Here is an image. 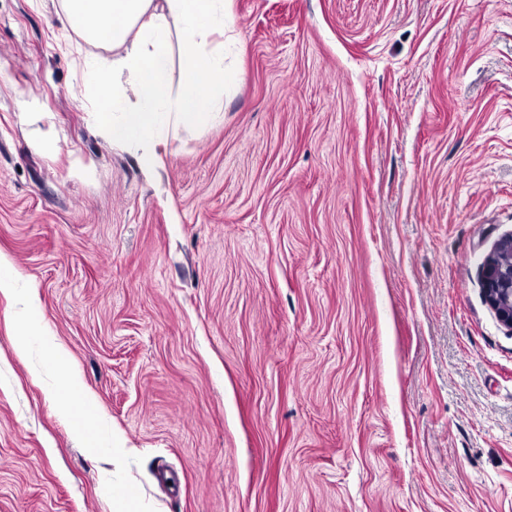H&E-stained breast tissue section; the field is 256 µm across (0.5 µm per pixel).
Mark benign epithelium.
I'll list each match as a JSON object with an SVG mask.
<instances>
[{
  "mask_svg": "<svg viewBox=\"0 0 512 512\" xmlns=\"http://www.w3.org/2000/svg\"><path fill=\"white\" fill-rule=\"evenodd\" d=\"M481 282L485 302L502 326L512 332V235L485 258Z\"/></svg>",
  "mask_w": 512,
  "mask_h": 512,
  "instance_id": "benign-epithelium-1",
  "label": "benign epithelium"
}]
</instances>
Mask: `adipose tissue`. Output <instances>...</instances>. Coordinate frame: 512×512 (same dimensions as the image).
Wrapping results in <instances>:
<instances>
[{"instance_id":"obj_1","label":"adipose tissue","mask_w":512,"mask_h":512,"mask_svg":"<svg viewBox=\"0 0 512 512\" xmlns=\"http://www.w3.org/2000/svg\"><path fill=\"white\" fill-rule=\"evenodd\" d=\"M70 24L88 40L114 52L111 67L98 69L96 100L113 138L142 145L143 167L154 157L147 145L171 125L199 126L222 110L224 55L209 46L224 32V0H64ZM178 33L187 69L179 93L169 86V35ZM126 74L125 84L114 82Z\"/></svg>"}]
</instances>
